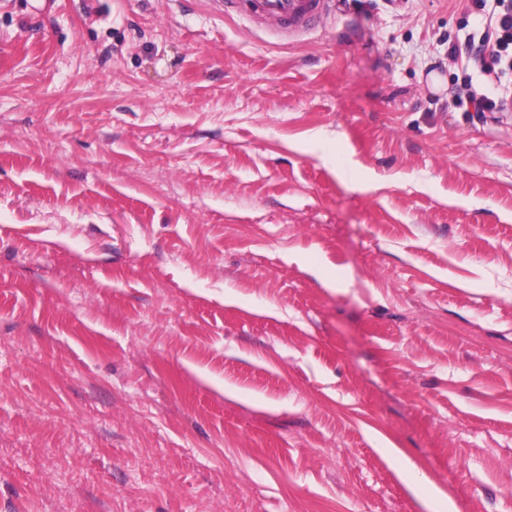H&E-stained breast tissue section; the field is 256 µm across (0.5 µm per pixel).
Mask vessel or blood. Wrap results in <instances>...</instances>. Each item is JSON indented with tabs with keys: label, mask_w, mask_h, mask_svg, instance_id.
Instances as JSON below:
<instances>
[{
	"label": "vessel or blood",
	"mask_w": 512,
	"mask_h": 512,
	"mask_svg": "<svg viewBox=\"0 0 512 512\" xmlns=\"http://www.w3.org/2000/svg\"><path fill=\"white\" fill-rule=\"evenodd\" d=\"M227 15L245 10L263 33L285 43L310 34L336 12V0H212Z\"/></svg>",
	"instance_id": "vessel-or-blood-1"
}]
</instances>
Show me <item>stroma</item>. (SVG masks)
Listing matches in <instances>:
<instances>
[{
    "label": "stroma",
    "mask_w": 512,
    "mask_h": 512,
    "mask_svg": "<svg viewBox=\"0 0 512 512\" xmlns=\"http://www.w3.org/2000/svg\"><path fill=\"white\" fill-rule=\"evenodd\" d=\"M481 33L0 0V512H512V111L448 63ZM456 100L463 104V98L469 100V104L473 107V112H505L508 109L507 94L499 93L496 89L494 92L482 94L479 97L470 90L469 85L458 87L454 92Z\"/></svg>",
    "instance_id": "35a3bbf8"
}]
</instances>
